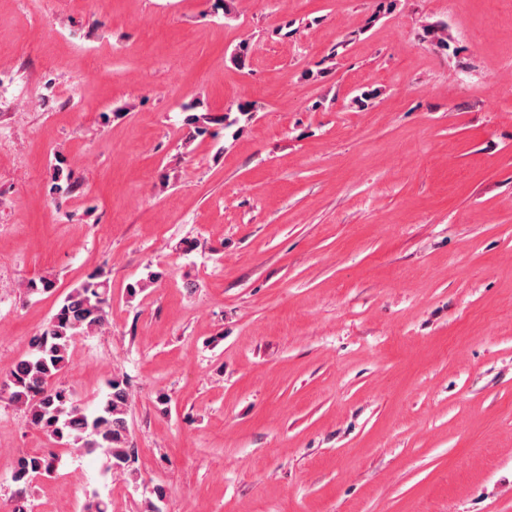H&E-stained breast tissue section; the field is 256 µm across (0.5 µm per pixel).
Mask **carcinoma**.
Wrapping results in <instances>:
<instances>
[{
  "instance_id": "1",
  "label": "carcinoma",
  "mask_w": 512,
  "mask_h": 512,
  "mask_svg": "<svg viewBox=\"0 0 512 512\" xmlns=\"http://www.w3.org/2000/svg\"><path fill=\"white\" fill-rule=\"evenodd\" d=\"M210 114L186 117L191 126L188 140L207 133ZM106 283L93 274L73 288L51 316L44 330L32 340L29 356L18 360L0 381L8 400L25 410L31 426L43 430L56 444L78 451H105L108 470L135 473L136 448L130 441L127 415L130 394L124 381L114 379L97 411L89 415L74 404L64 387L50 379L70 364V347L76 336L100 331L109 325ZM58 456L52 450L18 458L12 482L18 502L27 500L32 480L55 469Z\"/></svg>"
}]
</instances>
